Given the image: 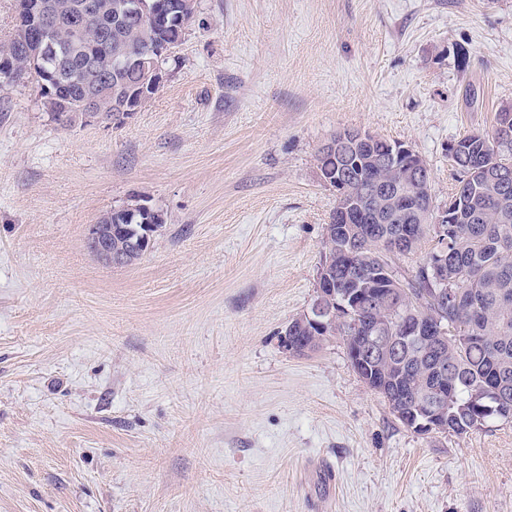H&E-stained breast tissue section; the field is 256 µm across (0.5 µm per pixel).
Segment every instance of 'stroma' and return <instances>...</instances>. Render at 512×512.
<instances>
[{
  "label": "stroma",
  "instance_id": "1",
  "mask_svg": "<svg viewBox=\"0 0 512 512\" xmlns=\"http://www.w3.org/2000/svg\"><path fill=\"white\" fill-rule=\"evenodd\" d=\"M508 104L512 0H199L119 125L0 88V512H512V421L416 434L341 337L279 340L336 205L322 145L410 146L441 209L449 145ZM134 198L164 223L107 265L86 229Z\"/></svg>",
  "mask_w": 512,
  "mask_h": 512
}]
</instances>
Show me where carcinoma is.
<instances>
[{
	"mask_svg": "<svg viewBox=\"0 0 512 512\" xmlns=\"http://www.w3.org/2000/svg\"><path fill=\"white\" fill-rule=\"evenodd\" d=\"M101 11L85 18L80 38L65 28L52 37L57 47L72 58L85 50L104 48L103 35L111 38L112 58L139 59L153 46L165 41L179 42L198 10L197 0H150L156 12L167 13L162 24L148 16L130 12L131 0H97ZM0 86H10L32 77L37 83L46 81L45 74L54 70V58L35 59L21 50L14 38L0 42ZM143 78L135 67L112 74V97L100 101L103 111L112 112L113 101H125L141 108L147 99L137 89ZM88 72L75 63L63 70L56 88L40 90L42 108L63 127L80 123L84 109V86ZM392 141L377 138L353 153L349 160L353 175L368 172V159L385 150ZM473 168L459 171L452 198L455 199L452 222L448 227L447 285L462 292L464 302L447 310L442 321L447 327L443 343L406 347L398 341L400 321L408 309L419 316L436 311L433 260L440 241L433 224H420L397 214L386 224L376 219L372 201H362L361 209L344 216L345 203L336 199L328 225L332 234L324 240V259L318 283L327 294L352 295L358 288H373L378 295L393 301L378 303L363 299L353 309L354 317L338 323L328 335L316 338L310 331L293 330L294 321L286 325L294 339L295 354L307 355L320 350L331 338L339 336L350 350L360 343L361 332L354 322L378 319L387 326L388 348L377 353L368 351L357 375L380 394L391 412L413 398H429L440 386L448 387V423L444 433L467 434L482 429L491 418L512 419V156L496 153L481 144L472 146L467 157ZM336 155L317 157V166L330 184L336 183ZM499 169L509 175V189L502 193L497 186L480 177L485 169ZM405 197L424 209L428 203L427 188L411 183L402 188ZM132 210V222H122L112 230V249L128 253L127 264L139 261L144 252L128 251L129 228L142 227V221L162 227V214L151 211L140 214V203L126 204ZM405 225L415 241L412 247L398 251L381 242L384 235ZM430 239L432 248L427 259L407 278H400L391 264V256L410 254Z\"/></svg>",
	"mask_w": 512,
	"mask_h": 512,
	"instance_id": "cac0c4a2",
	"label": "carcinoma"
}]
</instances>
